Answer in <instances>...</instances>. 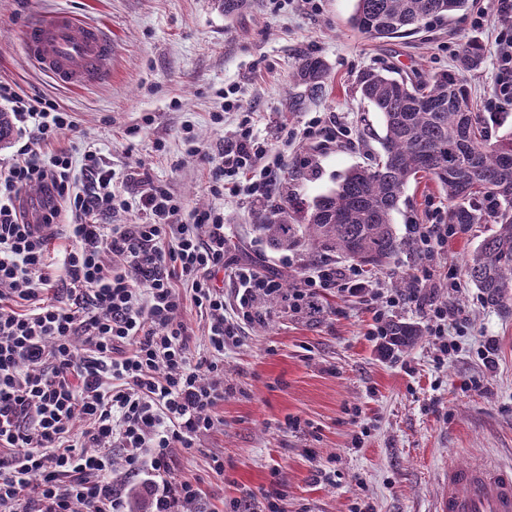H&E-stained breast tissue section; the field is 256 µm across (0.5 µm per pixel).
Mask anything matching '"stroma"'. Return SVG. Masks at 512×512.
<instances>
[{"instance_id":"stroma-1","label":"stroma","mask_w":512,"mask_h":512,"mask_svg":"<svg viewBox=\"0 0 512 512\" xmlns=\"http://www.w3.org/2000/svg\"><path fill=\"white\" fill-rule=\"evenodd\" d=\"M485 0H470L466 15L430 22L411 36L371 40L350 25L355 0H253L225 16L218 0H0V83L27 96L46 95L71 112L76 128L59 143L74 160L100 149L104 161L131 173L127 191L167 181L189 207L224 211L228 258L256 265L278 281L302 276L312 261L303 248L276 249L256 231L264 205L214 198L198 156L183 141L193 125L198 145L218 154L234 139L239 114L225 113L232 94L253 114V129L284 158L281 184L312 202L335 189L345 173L379 151L382 119L358 90L368 70L409 74L452 69L459 50L479 42L484 60L467 74L475 111L494 104L501 130L512 129V103L497 97V39L512 26L493 17L477 26ZM46 11L72 12L107 27L116 50L107 74L78 88L56 83L30 60L23 28ZM326 68L322 98L288 107V89L302 56ZM224 112L223 123L212 116ZM335 141L307 139L312 120ZM135 135H128L130 127ZM162 142L164 151L153 148ZM431 181L409 184L393 214L397 235L446 210ZM494 224H474L449 238L434 260L406 250L381 271H364L370 287L397 292L409 276L430 300L460 310L468 328L449 330L457 350L439 360L415 305L391 318L421 329L409 346L388 350L370 335L367 301L336 289L316 298L318 311L294 313L279 297L259 298L261 319L224 350V429L201 437L198 451L176 452L171 469L200 479L199 512H234L261 491L281 494L282 512H432L445 487L439 471L448 459L466 464L512 457V312L483 304L466 280L449 287L451 271ZM492 350L491 362L478 351ZM224 458L223 475L209 468Z\"/></svg>"}]
</instances>
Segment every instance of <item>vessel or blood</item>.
<instances>
[{"mask_svg":"<svg viewBox=\"0 0 512 512\" xmlns=\"http://www.w3.org/2000/svg\"><path fill=\"white\" fill-rule=\"evenodd\" d=\"M21 39L33 63L59 84L81 86L109 69L110 32L74 14H40L23 29ZM441 478L447 491L433 512H512V462L472 468L452 460Z\"/></svg>","mask_w":512,"mask_h":512,"instance_id":"b4317fda","label":"vessel or blood"}]
</instances>
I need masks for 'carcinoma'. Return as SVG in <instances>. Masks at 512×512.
Here are the masks:
<instances>
[{
  "mask_svg": "<svg viewBox=\"0 0 512 512\" xmlns=\"http://www.w3.org/2000/svg\"><path fill=\"white\" fill-rule=\"evenodd\" d=\"M469 0H356L350 19L371 39L415 34L429 20L448 19ZM484 50L462 48L454 69L394 77L367 71L361 96L381 113L382 153L366 167L350 170L338 187L307 205L280 194L256 230L275 248L304 247L312 254L337 253L363 267L383 269L412 242L397 236L392 214L412 181L429 177L448 199V223L464 229L490 217L499 225L465 262V274L482 302L512 305V132L489 136V118L473 111L462 75L478 70ZM326 71L315 57L301 58L296 82L314 101ZM390 342L406 346L419 336L411 326L391 323Z\"/></svg>",
  "mask_w": 512,
  "mask_h": 512,
  "instance_id": "carcinoma-1",
  "label": "carcinoma"
}]
</instances>
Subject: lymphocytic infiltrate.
I'll return each mask as SVG.
<instances>
[{"mask_svg": "<svg viewBox=\"0 0 512 512\" xmlns=\"http://www.w3.org/2000/svg\"><path fill=\"white\" fill-rule=\"evenodd\" d=\"M25 139L0 164V512H127L112 480L113 450L131 475L155 477L154 512H189L199 480L170 471L174 449L191 453L224 425V348L258 320V297L279 294L252 264L230 265L224 213L187 209L161 180L134 196L115 192L116 172L87 151L82 165L51 143L75 122L55 100L22 97L0 84ZM212 195L264 203L279 185L277 151L254 140L243 114L219 156L201 154ZM38 188L40 198L25 193ZM134 216L131 224L118 215ZM70 242L49 259L56 235ZM228 273L233 303L216 283ZM335 288L371 295L357 267L316 265L288 293L300 312ZM194 303L206 324L182 320ZM424 307L441 351L456 350L449 329L467 321L419 290L386 295L372 307L373 333L386 336L400 304Z\"/></svg>", "mask_w": 512, "mask_h": 512, "instance_id": "lymphocytic-infiltrate-1", "label": "lymphocytic infiltrate"}]
</instances>
